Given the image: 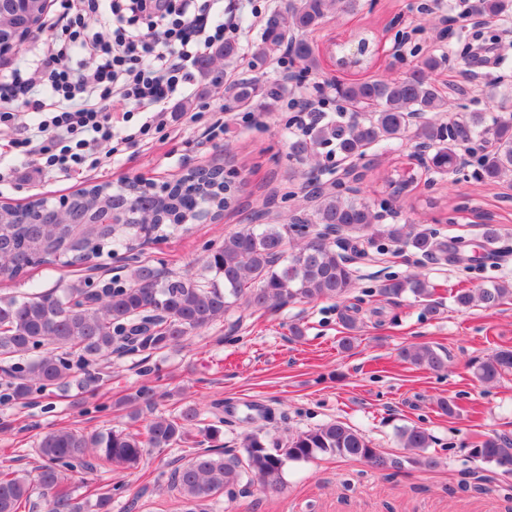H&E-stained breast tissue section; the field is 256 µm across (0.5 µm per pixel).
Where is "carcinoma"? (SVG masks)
<instances>
[{"mask_svg":"<svg viewBox=\"0 0 512 512\" xmlns=\"http://www.w3.org/2000/svg\"><path fill=\"white\" fill-rule=\"evenodd\" d=\"M360 0H288L285 10L273 15L260 42L252 47V66H263L280 48L302 64V76L318 69V60L308 35L319 29L331 13H352ZM474 10L499 15L512 12V0H476ZM46 0H31L27 16L13 17L9 0H0V52L19 50L33 29L41 25ZM359 57L351 61L346 49L334 45L331 56L340 69L361 68L372 59L375 38L367 31L354 36ZM239 53L237 43L227 40L200 61L205 74L214 72V57L229 62ZM448 62L444 54L425 53L404 76H381L361 82L326 81L338 108L329 115L321 109L299 120V132L288 138V160L308 167L302 203L284 222L247 224L224 237V243L202 259L195 275L162 272L138 261L135 251L148 241L165 237L171 226L186 232L193 228L201 209L217 201L229 207L238 186L221 167L195 168L163 190L141 181L117 185L92 184L68 197L73 224H45L44 211L35 210L29 220L14 218L13 207L0 206V281H15L38 265L63 267L87 265L103 252L119 248L133 262L128 278L100 288L66 286L40 293L0 298V357H25L27 362L10 382V396L26 400L33 388L68 386L76 381L85 387L94 381L87 368L114 352L126 350L154 353L179 344L193 332L209 327L244 303L254 310L271 311L290 303L334 299L340 305V320L352 330L361 321L359 302L351 301L355 285L353 264L368 256V249L402 252L411 249L436 262H448V241L436 228L410 218L399 223L392 198L417 180L409 170L395 169L384 178L389 198L376 205L336 180L322 181L315 175L320 158L357 163L370 149L388 144L423 147L431 151L425 170L439 175L461 171L459 149L476 139L490 137L494 146L472 155L475 176L494 183L512 176V109L509 98L500 101V113L489 118L485 111L457 113L448 122L433 116L448 111L432 76ZM288 86L269 81L261 74L238 80L232 87L228 110L267 112L284 99ZM102 206L124 212V224H99ZM471 212L484 218L472 201L448 208V223L455 214ZM392 222H386V219ZM485 247L497 250L500 231L485 222ZM375 293L383 300L412 297L424 302L429 314L439 311L433 301L434 286L411 274L388 278ZM512 297V283L501 281L488 287L461 289L453 295L461 308L493 309ZM411 364L442 371L446 358L429 345L402 350ZM84 378L75 380L76 370ZM512 373V348L501 347L478 364L475 375L490 384ZM215 421L205 436L218 440L221 426L235 409L220 403L212 406ZM200 421L197 408L188 406L177 416H155L145 432L123 430L84 433L73 428L46 432L38 442L42 464L35 478L13 471L0 472V512H21L39 493L51 498L50 512H83L62 481V472L110 470L133 467L150 448H171L189 437ZM403 447L415 455L402 459L383 453L371 441L340 420L318 428L271 440L258 427L242 434L241 452L203 448L167 476L168 486L179 491L184 512H209L219 495L232 497L242 483L258 482L266 489L282 484L283 470L290 462H307L319 455L365 461L379 470L399 472L404 465L432 470L440 458L427 453L432 439L418 426L398 430ZM470 457L512 472V438L486 436L469 448Z\"/></svg>","mask_w":512,"mask_h":512,"instance_id":"1","label":"carcinoma"}]
</instances>
